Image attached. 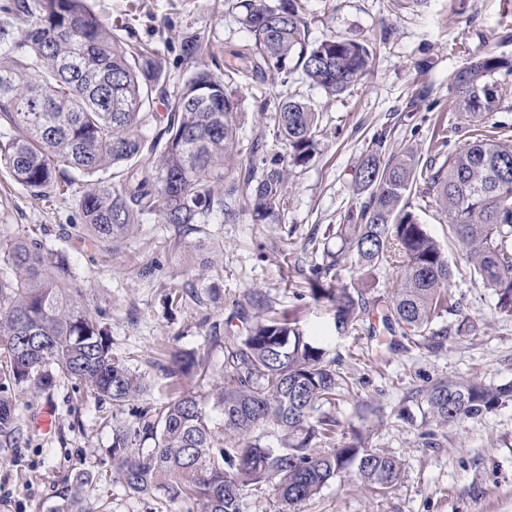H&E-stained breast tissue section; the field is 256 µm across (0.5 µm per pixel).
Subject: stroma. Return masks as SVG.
I'll return each instance as SVG.
<instances>
[{
  "label": "stroma",
  "mask_w": 512,
  "mask_h": 512,
  "mask_svg": "<svg viewBox=\"0 0 512 512\" xmlns=\"http://www.w3.org/2000/svg\"><path fill=\"white\" fill-rule=\"evenodd\" d=\"M302 3L310 40L336 35L369 42L374 50L368 74L342 94L326 95L296 77L283 85L254 76L252 38L231 0H90L108 28L159 49L171 85L188 73L187 40L201 39L219 59H235L242 150L255 141L280 150L276 105L291 95L319 114L318 152L289 175L280 223L256 224L243 214L179 235L149 220L108 251L85 240L77 193L34 198L0 166V242L46 225L45 248L69 259L81 303L106 327L114 355L146 383L118 409L80 396L67 380L38 397L17 393L18 411L32 428L23 447L0 448V512H55L62 481L79 472H111L106 416L132 421L139 410L166 401L175 386L208 396L224 361L220 341L244 334L238 312L252 293L262 297L266 314L289 315L320 337L343 372L348 389L334 410L337 441H351L358 432L368 447L402 462L390 493L342 473L295 512H512V400L430 439L419 422L403 418L417 410L412 392L439 380L512 384V315L495 310L490 290L473 280L431 198L416 189L409 201L454 273L450 291L459 307L442 319L448 334L440 347L380 353L385 331L377 312L366 315L367 329L339 336L331 306L308 295L310 269L321 260L311 242L340 247L336 227L359 205L356 176L374 134H384L386 155L411 148L423 164L444 161L471 139V125L456 112L450 76L481 53L512 61V0ZM175 290L182 298L168 305L166 296ZM175 349L196 352L208 376L167 378L162 367ZM47 406L54 416L45 433L34 423Z\"/></svg>",
  "instance_id": "stroma-1"
}]
</instances>
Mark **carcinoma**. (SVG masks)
Returning a JSON list of instances; mask_svg holds the SVG:
<instances>
[{"label":"carcinoma","mask_w":512,"mask_h":512,"mask_svg":"<svg viewBox=\"0 0 512 512\" xmlns=\"http://www.w3.org/2000/svg\"><path fill=\"white\" fill-rule=\"evenodd\" d=\"M252 37L253 69L288 83L294 75L329 95L345 92L369 70L372 53L356 40L309 39L301 0H238ZM512 73V62L490 53L473 57L451 82L458 112L481 122L500 106L493 75ZM238 68L224 62V76L196 68L180 89L168 90L159 50L129 44L112 32L89 0H0V162L12 179L38 198L65 193L81 178L98 188L79 197L87 237L96 245L121 238L152 218L180 230L208 224L216 215L251 212L257 224L279 221L289 168L306 166L317 153L318 113L287 96L278 102L276 139L286 154L260 157L244 178L239 169L238 102L229 86ZM167 102V121L150 140L140 128L155 100ZM385 134L372 137L358 175L365 198L341 225L340 251L355 258L361 275L400 269L392 299L379 310L384 329L414 346L440 345L436 327L450 310L453 271L440 245L411 210L418 180L435 194L450 236L465 252L474 280L512 314V140L485 136L466 144L439 168L417 175L409 150L383 160ZM63 175L57 180L56 174ZM43 226L0 245L15 273L0 279V448H19L28 424L18 413L15 390L39 396L64 379L115 406L143 392V378L114 356L112 341L91 310L80 304L68 258L48 250ZM311 269L310 291L334 312L339 335L358 329L370 305L363 295L334 288L341 257ZM246 334L224 343L223 381L210 398L228 443L204 400L175 391L137 421L112 419L108 448L125 491L167 512L175 500L200 512H241L239 486L269 487L286 506L316 495L350 470L380 489H393L402 463L369 448L361 435L321 453L339 423L323 410L334 406L343 377L299 322L287 316L245 315ZM200 366L192 353L165 368L176 378ZM512 388L483 382L440 380L415 391L421 424L445 428L497 407ZM277 447L262 444L267 433ZM107 476L78 474L60 493L56 512H90L93 482Z\"/></svg>","instance_id":"cac0c4a2"}]
</instances>
